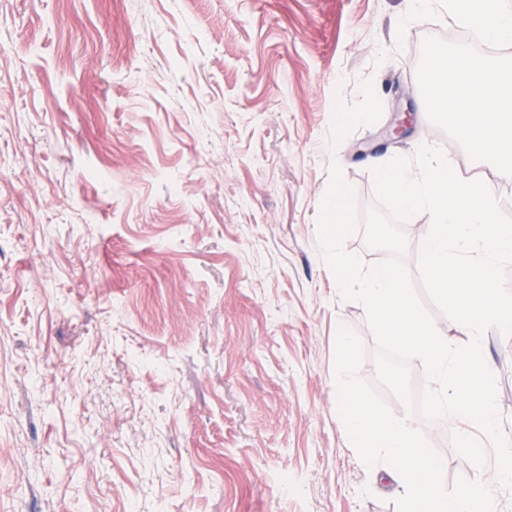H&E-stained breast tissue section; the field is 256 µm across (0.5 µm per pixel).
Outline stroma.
I'll use <instances>...</instances> for the list:
<instances>
[{
  "mask_svg": "<svg viewBox=\"0 0 512 512\" xmlns=\"http://www.w3.org/2000/svg\"><path fill=\"white\" fill-rule=\"evenodd\" d=\"M406 0H0V512H396L337 412L335 339L364 307L323 263L338 162L359 214L370 167L420 144L459 178L512 179L446 117H419L443 8ZM407 133L381 132L393 120ZM512 438V337L483 339ZM444 486L512 490L469 423L410 418Z\"/></svg>",
  "mask_w": 512,
  "mask_h": 512,
  "instance_id": "35a3bbf8",
  "label": "stroma"
}]
</instances>
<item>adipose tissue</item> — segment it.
I'll return each instance as SVG.
<instances>
[{
  "label": "adipose tissue",
  "mask_w": 512,
  "mask_h": 512,
  "mask_svg": "<svg viewBox=\"0 0 512 512\" xmlns=\"http://www.w3.org/2000/svg\"><path fill=\"white\" fill-rule=\"evenodd\" d=\"M448 7L458 24L487 41L512 42V0H448ZM423 77L429 107L447 113L472 151L491 155L500 175L511 179L512 66L463 50L452 68L443 56L427 60Z\"/></svg>",
  "instance_id": "ef3b65f1"
}]
</instances>
